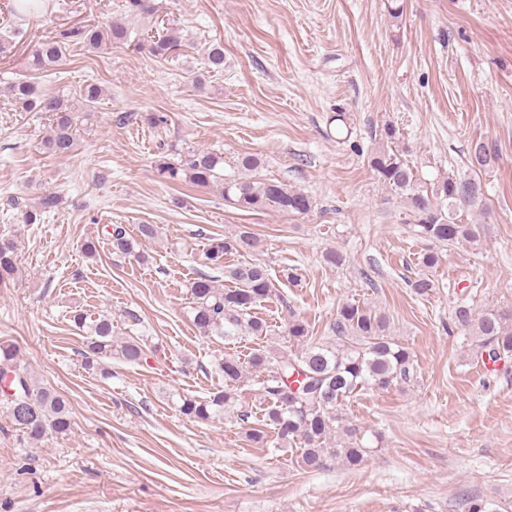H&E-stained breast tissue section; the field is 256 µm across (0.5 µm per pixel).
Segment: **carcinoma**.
<instances>
[{"label":"carcinoma","mask_w":512,"mask_h":512,"mask_svg":"<svg viewBox=\"0 0 512 512\" xmlns=\"http://www.w3.org/2000/svg\"><path fill=\"white\" fill-rule=\"evenodd\" d=\"M30 0H8L4 21L7 33H23L16 18L30 12ZM126 9L133 15L151 17L156 13L155 0H127ZM128 40V29L121 22L106 27L80 24L40 37L30 55V68L51 69L65 56L66 46L80 42L90 50ZM137 47L155 57H168L176 51L179 37L172 28L159 35L138 39ZM205 64L213 70L224 68V48L212 44L204 49ZM9 112H49L52 114L51 133L43 141L47 152L66 156L75 147L74 108L59 95H48L30 80L17 78L8 83ZM103 95L95 84L85 85L81 92L82 106L89 110ZM382 145L370 152L367 162L380 182L405 202L412 231L415 235L453 246L474 242L476 226L457 220L461 209L480 206L484 199L482 183L474 178L447 175L432 187L425 188L416 180L414 167L395 148L397 131L391 124L380 133ZM493 156L482 140L472 142L469 165L474 170L488 168ZM260 166L259 158L244 155L237 158L233 173H224V158L216 153L192 151L177 162L162 156L156 169L163 178L177 183L189 181L195 185L218 184L224 190V201L241 211H259L269 207L283 213L308 215L314 211L313 198L295 188L273 180L255 181L248 173ZM59 196L49 192L38 206L23 213L24 222L34 224L39 217L55 209ZM158 228L154 224L138 225V238L127 234L121 224L111 225L109 240L113 250L140 256L138 240H155ZM253 233L242 230L232 239L210 244L206 258L217 268L223 267L224 254L247 252L254 248ZM17 245L13 238L0 236V282L10 278L16 269ZM234 283L232 288L216 284L203 276L191 285L190 316L199 334L217 336L230 341L243 334L265 336L266 322L254 315V308L266 300L278 297V289L267 266L261 262H242L224 271ZM457 327L469 333L473 353L493 362L512 358V311L505 312L494 305L476 308L458 300L450 311ZM78 328H88L85 341V364L89 367L102 358L117 355L127 364H138L146 351L137 339L130 337L120 345L112 340V321L103 317L89 325L82 313L73 315ZM330 338L311 340L306 322L298 317L288 322L287 345L269 354L258 350L244 362L226 355L216 360L224 378V388L199 400L178 396L173 402L180 414L189 419L215 420L233 410L236 396L233 387L241 382L247 369L262 373L260 391L266 403L264 425L273 428L275 446H298L297 463L303 469L318 468L326 459L336 458L350 468L361 466L372 446L357 436L355 430L342 425L339 408L342 403L363 390H386L398 381L410 378L412 355L390 331L389 318L358 301L341 305L329 325ZM10 373L19 378L22 392L7 396L6 405L11 421L27 438L38 440L47 430L66 433L71 428L70 405L61 395L41 387L34 381L28 366L20 360L12 345L0 344V379ZM342 433L338 447H329L328 439Z\"/></svg>","instance_id":"1"}]
</instances>
